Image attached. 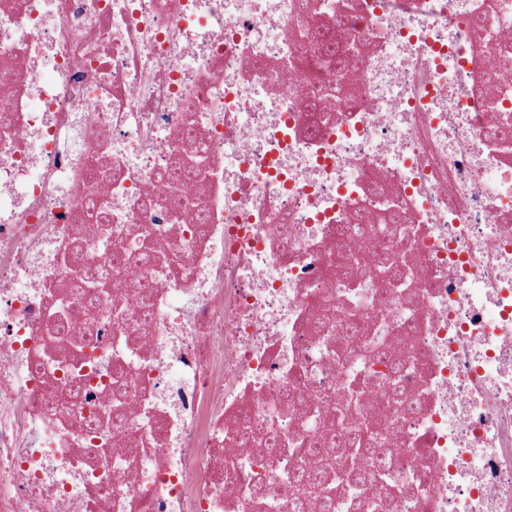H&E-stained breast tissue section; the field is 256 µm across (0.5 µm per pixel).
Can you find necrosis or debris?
I'll return each mask as SVG.
<instances>
[{"label": "necrosis or debris", "instance_id": "4bbe7bcc", "mask_svg": "<svg viewBox=\"0 0 512 512\" xmlns=\"http://www.w3.org/2000/svg\"><path fill=\"white\" fill-rule=\"evenodd\" d=\"M326 440L331 512H512V0H0V512Z\"/></svg>", "mask_w": 512, "mask_h": 512}]
</instances>
